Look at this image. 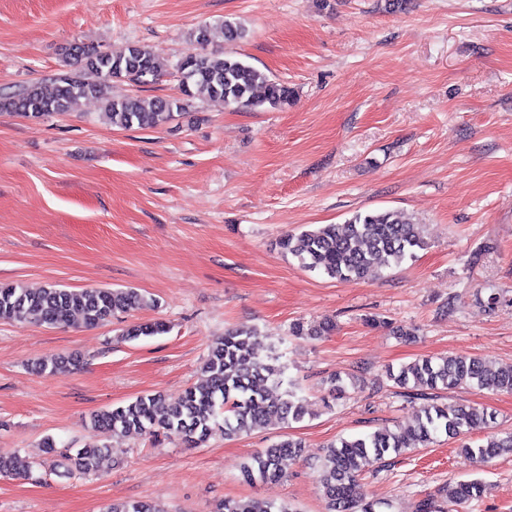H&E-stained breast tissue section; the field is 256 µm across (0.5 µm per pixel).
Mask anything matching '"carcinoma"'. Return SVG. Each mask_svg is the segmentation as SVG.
Returning <instances> with one entry per match:
<instances>
[{"label": "carcinoma", "instance_id": "cac0c4a2", "mask_svg": "<svg viewBox=\"0 0 512 512\" xmlns=\"http://www.w3.org/2000/svg\"><path fill=\"white\" fill-rule=\"evenodd\" d=\"M224 42L236 43L246 35L236 21L221 24ZM97 76L90 81L85 73ZM181 97H155L145 100L130 96L120 101L105 97L106 82L126 78L145 84L159 79L154 51L145 45L129 44L103 53L96 47L77 44L66 50L63 69L51 77L54 89L44 93L38 83L0 93V111L25 118H41L52 112H71L87 98L104 100V114L112 124L140 129L154 128L173 120L174 113L184 110L185 102L196 97L224 102L236 110L258 111L288 105L294 90L269 78L234 52L215 59L207 53L192 52L178 66ZM283 250L308 269H319L338 281L363 279L374 271L399 266L415 250L425 246L420 225L404 219L392 210L357 212L343 224H322L298 234H289L281 242ZM153 300L129 289H68L50 284L33 291L14 285H0V320L61 327L75 320L87 326L105 324L120 312L149 307ZM335 330L330 321L310 327L302 322L293 325L296 336H323ZM167 332L161 321L135 323L123 330L125 339L156 336ZM256 329L238 326L210 344L201 371L204 380L189 387L183 397L169 404L159 393L143 394L126 405L97 412L91 416L90 428L100 435L132 431L164 433L184 439L188 445L204 443L215 430L231 439L265 427L278 417L300 422L309 414L306 400L289 390L280 398L269 395V386L279 384L283 367L272 357L264 362L256 357ZM395 385L406 390L414 400L422 401L414 426L381 428L360 437L340 438L329 445L321 465L320 485L326 512H376L378 502L354 495L361 472L384 464L386 456L408 449L426 448L435 435L443 431L461 441V450L486 462L512 455V432L503 436L488 435L472 444L469 435L488 425L491 414L473 407H450L435 402L433 393L474 385L491 391L512 392V364L497 368L471 356L455 355L433 360L419 358L399 370H386ZM103 444L87 445L65 457L66 468L87 474L98 469ZM302 445L293 439L280 440L263 448L242 466L248 482H267L281 478L289 463L298 457ZM485 491L478 478L460 480L447 490L448 512L453 507L479 498ZM103 512H164L147 502L112 503ZM213 512H297L281 505L258 508L247 499H226Z\"/></svg>", "mask_w": 512, "mask_h": 512}]
</instances>
